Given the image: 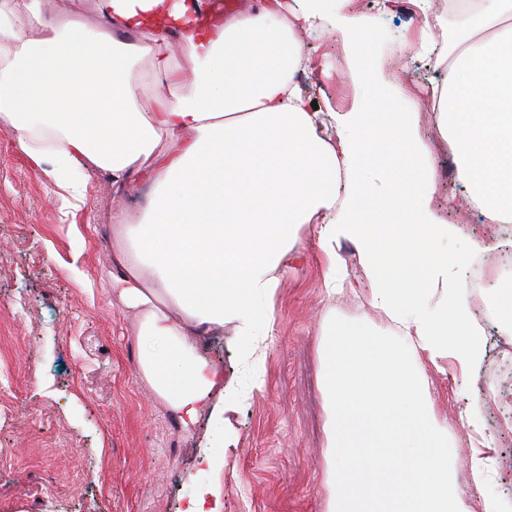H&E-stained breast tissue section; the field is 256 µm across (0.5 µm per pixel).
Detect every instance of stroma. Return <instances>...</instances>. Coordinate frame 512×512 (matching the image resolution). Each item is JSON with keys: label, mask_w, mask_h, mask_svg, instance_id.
I'll use <instances>...</instances> for the list:
<instances>
[{"label": "stroma", "mask_w": 512, "mask_h": 512, "mask_svg": "<svg viewBox=\"0 0 512 512\" xmlns=\"http://www.w3.org/2000/svg\"><path fill=\"white\" fill-rule=\"evenodd\" d=\"M440 9L439 0H394L388 9L377 0H330L324 27L300 34L309 57L304 95L326 112L362 104L350 76L353 44L336 30L337 17L354 12L367 21L364 42L386 57V73L429 106L430 85L445 73L420 48L447 38L432 18ZM365 107L392 109L379 97ZM420 133L433 149L435 208L492 246L455 274L483 330V359L472 369L448 358L427 365L429 393L458 443L455 479L472 512H482L487 494L512 507V426L496 425L512 412V326L489 321L484 305L502 284L497 257L512 265V236L469 203L435 112L422 113ZM86 196L81 211L66 214L54 184L0 127V512H184L214 478L222 512H325L322 323L330 314L381 319L355 246L343 243L341 255L356 290L331 298L316 236L303 231V258L283 281L260 351H245L228 334L202 341V354L240 385L225 392L223 415L204 407L187 431L140 376L137 316L110 287L112 217L138 215L145 201L112 194L95 174ZM467 411L481 415L495 456L480 490L460 421Z\"/></svg>", "instance_id": "obj_1"}]
</instances>
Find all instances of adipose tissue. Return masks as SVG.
<instances>
[{"label":"adipose tissue","mask_w":512,"mask_h":512,"mask_svg":"<svg viewBox=\"0 0 512 512\" xmlns=\"http://www.w3.org/2000/svg\"><path fill=\"white\" fill-rule=\"evenodd\" d=\"M98 27L43 0H0V125L66 205L91 173L114 193L144 185L139 220L112 227V294L138 315L139 368L183 425L224 391L202 339L242 343L275 320L278 289L317 230L328 293L344 289L342 243L355 245L380 323L329 319L321 331L330 453L327 512H469L458 448L440 427L426 363L469 367L481 331L448 280L485 241L432 205L437 174L413 99L375 59L356 64L364 94L389 112L313 109L294 81L308 61L299 24L325 0H255L225 17L213 0H94ZM434 83L458 178L488 223H512V0H446ZM150 38H143V31ZM190 64L177 77L170 44ZM171 86L155 111L138 89ZM178 148L161 152L162 137Z\"/></svg>","instance_id":"adipose-tissue-1"}]
</instances>
